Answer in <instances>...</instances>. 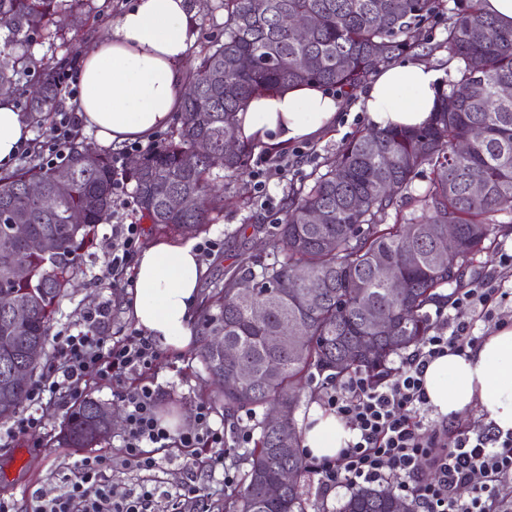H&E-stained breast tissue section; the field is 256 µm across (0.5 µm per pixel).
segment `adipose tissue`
<instances>
[{
  "instance_id": "adipose-tissue-1",
  "label": "adipose tissue",
  "mask_w": 512,
  "mask_h": 512,
  "mask_svg": "<svg viewBox=\"0 0 512 512\" xmlns=\"http://www.w3.org/2000/svg\"><path fill=\"white\" fill-rule=\"evenodd\" d=\"M191 0H132L109 34L80 61L77 100L84 130L103 145L145 141L167 127L179 110L188 81L194 40ZM440 73L418 60L381 66L359 95L375 130L418 128L440 104ZM340 101L314 85L250 100L237 115L236 135L260 145L312 139L334 125ZM30 129L12 97L0 96V167L14 161ZM196 242L160 240L135 261L131 303L138 329L164 348L195 345L192 315L202 272ZM429 406L452 415L480 408L493 427L512 431V326L497 329L465 353L432 360L424 373ZM354 437L334 413L312 406L303 446L310 456L336 457Z\"/></svg>"
}]
</instances>
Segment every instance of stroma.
<instances>
[{"instance_id": "obj_1", "label": "stroma", "mask_w": 512, "mask_h": 512, "mask_svg": "<svg viewBox=\"0 0 512 512\" xmlns=\"http://www.w3.org/2000/svg\"><path fill=\"white\" fill-rule=\"evenodd\" d=\"M128 0H67L65 10L57 15L49 30L28 32L15 47L21 57L25 73L13 97L22 114H29L27 91L36 84L46 66L66 61L65 76L69 85H76L79 57L93 42L108 33L113 20L126 6ZM196 7L195 40L189 52L190 61H197L210 40L223 33L224 0H194ZM448 22L438 18L422 32L423 50L417 51L418 59L442 71V91H450L448 75L449 54L445 46ZM364 113L343 108L338 127L315 140L288 145L285 158L288 172L285 181L269 186L273 204H263L254 191L253 170L258 160L265 158L264 148H257L247 173L227 185L224 191V209L215 214L213 223L192 231L191 236L202 242L218 240L219 250L204 262L200 295L202 304L217 305L216 292L224 283L225 274L249 264L253 254L259 252L274 230L281 211V202L289 184L309 180L312 172L326 158L339 153L345 143L358 130L366 128ZM114 213L109 223L99 225L95 234V247L84 259L83 271L73 280L56 314L51 330L59 332L76 324L84 312L107 299L112 307V329L126 334L135 328L130 308L136 288L134 274H127L124 283L111 287L97 275L107 264L112 251V227L116 224H139L143 227V245L159 240L178 241L177 231H163L144 222L130 183L121 184L114 194ZM158 390V413H178L184 422H191L199 404H211L215 410L214 423H221L224 407L217 398V387L196 356L195 349L181 352L163 351L147 376ZM70 406L60 400L44 407V428L15 442L13 447H0V494L10 497L16 512H30L31 496L39 490L58 485L63 474L81 456L80 450L60 446L57 442L60 427ZM122 426L112 429L111 437L101 445L100 451L111 456L113 466L107 478L116 495H124L146 481L145 472L123 463Z\"/></svg>"}]
</instances>
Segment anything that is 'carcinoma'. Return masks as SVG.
<instances>
[{"mask_svg":"<svg viewBox=\"0 0 512 512\" xmlns=\"http://www.w3.org/2000/svg\"><path fill=\"white\" fill-rule=\"evenodd\" d=\"M61 0H0V25L12 38L0 44V85L15 84L19 58L13 46L20 35L42 29L56 13ZM481 0H455L448 9V52L462 66L443 95L430 122L420 128L367 129L356 134L324 171L311 182L292 183L281 207L282 219L267 247L251 264L228 272L218 290L221 303L216 314L204 313L203 327L211 337L202 340L197 355L209 375L218 378L249 367L253 377L241 390L224 387V411L255 413L258 407L288 405L293 413L298 395L312 371L332 378L364 373L376 383L386 377L394 355L430 335L432 320L426 307L441 294L439 289L462 280L474 256L486 242H494L500 228L497 216L512 222V98L499 95L512 85V28H502L484 12ZM258 12L253 0H224V37L210 41L199 63L190 72L177 125L162 145L139 157L140 165L128 169L136 203L142 216L157 227L190 230L211 222V213L223 206L213 170L236 179L247 167L256 145L238 143V153L224 159L205 157L195 150L201 138L215 149L224 147V136H235L236 114L261 94L304 84H318L342 95L363 84L375 68L405 51L423 47L419 31L442 10L443 0H265ZM284 13L318 18L310 38L284 28ZM252 55L259 61L241 71L236 61ZM309 57L314 65L300 68L296 60ZM224 71V82L212 80ZM64 68L49 66L43 72L39 96L32 99L36 112L51 106L62 93ZM455 105L448 108V97ZM482 138L465 154L457 146L475 131ZM430 168L428 186L412 194L420 169ZM72 171L68 187L58 193L54 209L45 211L27 195L31 182L56 192V174ZM485 184V195L473 198L470 184ZM116 173L112 158L82 146L69 149L67 161L53 167L0 176V210L19 209L29 216L32 229L50 232L58 252L43 256L22 250L18 240L0 231V292L13 295L30 311L29 320L16 324L0 312V422L20 411L32 383L16 384L7 378L8 365L17 363L34 374L51 345L50 327L72 279L80 272L83 256L93 247L95 228L112 214ZM189 199V207L172 212L165 207L171 194ZM94 195L99 207H86ZM422 214L403 213L410 202ZM326 212L322 224H311L313 208ZM393 223H387L388 219ZM460 226V236L448 242L458 256L450 269L434 261L438 237L448 225ZM415 250L411 262L404 252ZM17 259L28 268L24 280L11 279L5 262ZM387 263L401 270L408 282L407 296L395 297L381 280L377 265ZM296 269L318 286L315 299L301 296L302 288L289 287ZM252 283V301L239 295V285ZM267 306L265 320L249 315L251 303ZM390 323L375 329L377 320ZM289 327L296 329L288 343L275 340ZM364 336L374 337V349L359 350ZM237 349V357L224 360L211 340ZM99 400L88 395L65 416L58 442L69 448H95L112 434L105 425L91 428ZM254 447L228 459L245 466L241 489L228 512H306L299 479L309 467L298 451L274 453L275 436L261 419L254 424ZM283 469L295 481L276 500L267 498L263 483ZM339 512H414V505L389 489L360 487L341 504Z\"/></svg>","mask_w":512,"mask_h":512,"instance_id":"obj_1","label":"carcinoma"}]
</instances>
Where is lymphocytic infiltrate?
<instances>
[{"label": "lymphocytic infiltrate", "instance_id": "1", "mask_svg": "<svg viewBox=\"0 0 512 512\" xmlns=\"http://www.w3.org/2000/svg\"><path fill=\"white\" fill-rule=\"evenodd\" d=\"M77 126L76 115L63 113L48 140L30 141L23 151L41 158L43 164H61ZM141 238V225H113L106 277L116 283L124 278ZM451 307L452 314L442 319L421 348L402 360L394 375L374 384L361 373L340 383L324 382L328 406L346 421L354 438L336 458L318 462L323 492L385 482L413 499L419 512H512L511 432L503 435L488 428L472 429L452 439L446 423L427 426L415 418L427 405L423 378L427 364L477 345L482 340L479 328L512 323V289L505 277L492 273L457 292ZM110 318L111 308L104 302L84 313L73 328L56 334L58 354L32 387L29 409L0 432L1 448L11 447L19 437L43 427L44 397L74 403L85 395L90 378L119 381L151 369L159 355L156 344L135 331L112 339L106 332ZM121 398L126 464L152 472L161 464L155 450L188 448L195 461L221 472L224 487L234 485L236 473L224 464L226 448L231 443H249L248 431H237L234 439H227L223 429L212 426L214 409L208 404L198 406L192 425L171 431L157 414L156 388L146 383L122 393ZM111 467V458L102 454L74 461L60 484L36 495L34 512H160L163 502L183 506L209 494L207 486L191 479L172 493L154 486L118 499L105 482ZM425 467L433 471L432 479H422L420 471ZM464 488L469 491L465 497L460 494Z\"/></svg>", "mask_w": 512, "mask_h": 512}]
</instances>
